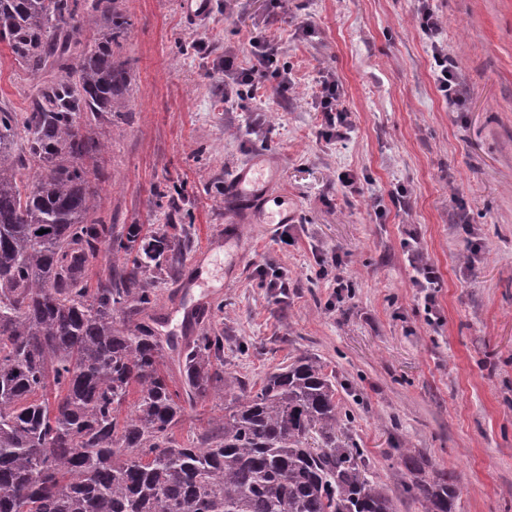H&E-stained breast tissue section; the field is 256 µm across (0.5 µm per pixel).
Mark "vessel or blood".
Here are the masks:
<instances>
[{
  "instance_id": "vessel-or-blood-1",
  "label": "vessel or blood",
  "mask_w": 512,
  "mask_h": 512,
  "mask_svg": "<svg viewBox=\"0 0 512 512\" xmlns=\"http://www.w3.org/2000/svg\"><path fill=\"white\" fill-rule=\"evenodd\" d=\"M266 159L256 156L239 168L224 187V196L237 223L285 224L291 216L286 210L268 208Z\"/></svg>"
}]
</instances>
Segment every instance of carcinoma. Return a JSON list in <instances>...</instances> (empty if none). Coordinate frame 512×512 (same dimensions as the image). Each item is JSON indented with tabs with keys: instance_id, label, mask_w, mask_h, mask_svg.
Here are the masks:
<instances>
[{
	"instance_id": "obj_1",
	"label": "carcinoma",
	"mask_w": 512,
	"mask_h": 512,
	"mask_svg": "<svg viewBox=\"0 0 512 512\" xmlns=\"http://www.w3.org/2000/svg\"><path fill=\"white\" fill-rule=\"evenodd\" d=\"M120 3L0 0V43L31 74L58 72L28 111L0 107V512H398L341 444L350 415L317 360L240 386L176 438L187 409L224 391V330L180 344L144 321L185 245L174 224L116 230L87 178L100 134L81 114L110 121L130 97ZM100 253L116 263L93 284ZM396 464L423 512H455L452 472L408 448Z\"/></svg>"
}]
</instances>
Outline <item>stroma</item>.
Wrapping results in <instances>:
<instances>
[{"label": "stroma", "instance_id": "1", "mask_svg": "<svg viewBox=\"0 0 512 512\" xmlns=\"http://www.w3.org/2000/svg\"><path fill=\"white\" fill-rule=\"evenodd\" d=\"M211 2L195 23L180 0H125L131 98L97 124L107 149L86 161L108 223L171 222L190 241L179 275L157 285L160 333L196 336L187 312L224 305L228 385L177 438L303 355L324 364L351 415L343 440L364 449L398 512H422L402 491L401 448L454 471L456 512H512V0H431L458 105L436 87L418 0ZM261 34L291 87L270 73L225 100V47L250 65ZM330 75L352 127L329 142L318 95ZM39 81L0 49V106L25 111ZM257 154L293 221L244 224L225 242L224 184ZM345 170L356 189L339 183ZM165 184L179 190L171 213L156 206ZM412 231L441 274L430 311L402 246Z\"/></svg>", "mask_w": 512, "mask_h": 512}]
</instances>
